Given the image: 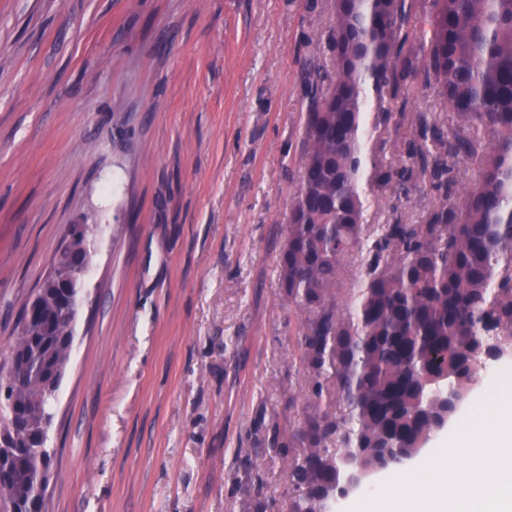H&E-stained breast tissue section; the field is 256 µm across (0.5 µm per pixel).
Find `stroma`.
Masks as SVG:
<instances>
[{
  "label": "stroma",
  "mask_w": 512,
  "mask_h": 512,
  "mask_svg": "<svg viewBox=\"0 0 512 512\" xmlns=\"http://www.w3.org/2000/svg\"><path fill=\"white\" fill-rule=\"evenodd\" d=\"M332 0H0V361L70 224L96 225L48 512H287L278 260ZM370 229L433 199L364 186Z\"/></svg>",
  "instance_id": "1"
}]
</instances>
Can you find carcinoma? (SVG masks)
I'll return each instance as SVG.
<instances>
[{
  "mask_svg": "<svg viewBox=\"0 0 512 512\" xmlns=\"http://www.w3.org/2000/svg\"><path fill=\"white\" fill-rule=\"evenodd\" d=\"M332 70L304 84V164L279 254V287L300 315L303 418L271 445L288 456V512H333L347 463L387 470L417 455L457 414L479 365L512 354V0H333ZM418 85L448 118L414 111ZM407 126L399 164L373 159L369 181L430 194L422 224L363 223L368 140ZM484 155L458 196V165ZM89 224H71L56 283L86 263ZM357 287L336 284L354 251ZM64 289L24 307L0 364V506L45 512L40 455L53 415L48 389L71 351Z\"/></svg>",
  "mask_w": 512,
  "mask_h": 512,
  "instance_id": "cac0c4a2",
  "label": "carcinoma"
}]
</instances>
